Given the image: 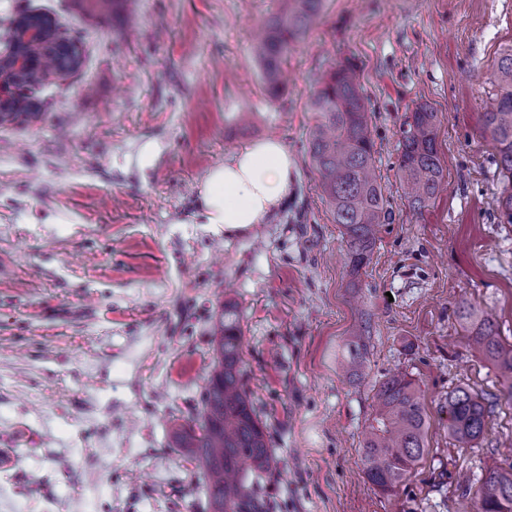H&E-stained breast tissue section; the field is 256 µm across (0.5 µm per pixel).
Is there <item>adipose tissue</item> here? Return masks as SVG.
I'll use <instances>...</instances> for the list:
<instances>
[{"label": "adipose tissue", "instance_id": "ef3b65f1", "mask_svg": "<svg viewBox=\"0 0 512 512\" xmlns=\"http://www.w3.org/2000/svg\"><path fill=\"white\" fill-rule=\"evenodd\" d=\"M296 175L293 154L277 138L254 141L211 168L200 184L201 223L244 231L280 207Z\"/></svg>", "mask_w": 512, "mask_h": 512}]
</instances>
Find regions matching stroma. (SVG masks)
<instances>
[{"instance_id": "1", "label": "stroma", "mask_w": 512, "mask_h": 512, "mask_svg": "<svg viewBox=\"0 0 512 512\" xmlns=\"http://www.w3.org/2000/svg\"><path fill=\"white\" fill-rule=\"evenodd\" d=\"M0 0V18L51 16L81 41L75 73L29 93L35 119L0 122V512H202L172 433L210 362V328L238 306L248 386L270 423L283 512H458L487 460L512 464V401L470 350L460 299L491 310L512 341V224L501 223L490 76L512 46V0H324L269 99L250 53L278 0ZM354 64L371 111L389 217L350 287L340 227L305 154L310 101L331 66ZM438 114L445 180L422 216L397 177L415 104ZM253 123L236 125V113ZM276 137L297 161L266 223H196L207 171ZM370 317L366 364L342 371ZM417 379L428 454L395 496L367 483L360 452L373 385ZM490 403L478 447L448 434V394ZM370 336L369 322L361 319V322L352 330L350 339L347 342L348 356L343 365V369L350 377L357 380L367 377L364 353L367 349V342Z\"/></svg>"}]
</instances>
